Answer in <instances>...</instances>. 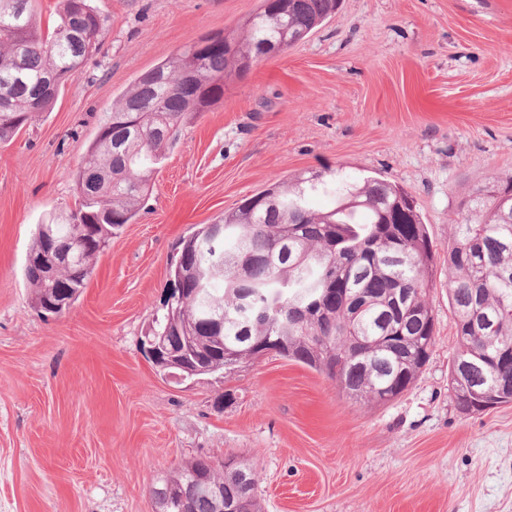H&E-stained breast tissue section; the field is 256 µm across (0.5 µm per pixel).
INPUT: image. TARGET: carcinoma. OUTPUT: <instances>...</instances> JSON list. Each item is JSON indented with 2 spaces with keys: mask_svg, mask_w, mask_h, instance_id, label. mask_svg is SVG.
Masks as SVG:
<instances>
[{
  "mask_svg": "<svg viewBox=\"0 0 512 512\" xmlns=\"http://www.w3.org/2000/svg\"><path fill=\"white\" fill-rule=\"evenodd\" d=\"M36 0H0V142L52 109L68 75L104 35L89 0H62L50 32ZM338 0H263L242 25L208 35L140 75L113 105L75 174V208L38 227L24 275L32 306L46 312L78 299L112 233L131 223L180 128L224 96V83L305 39L335 13ZM194 70L191 85L180 82ZM512 177H494L463 201L448 239V302L459 348L487 381L512 351ZM332 206H315L319 196ZM182 242L170 281L186 292L150 326V337L192 350L193 376L231 370L271 349L336 382L355 402L386 404L428 362L434 319L425 295L436 255L427 225L401 186L336 170L287 179L245 199ZM75 241L53 281L43 277L56 247ZM308 301L322 317L295 320ZM242 467L208 457L187 462L153 487L156 512H215L205 482L224 483L237 512H263Z\"/></svg>",
  "mask_w": 512,
  "mask_h": 512,
  "instance_id": "1",
  "label": "carcinoma"
}]
</instances>
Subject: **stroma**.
<instances>
[{
	"label": "stroma",
	"mask_w": 512,
	"mask_h": 512,
	"mask_svg": "<svg viewBox=\"0 0 512 512\" xmlns=\"http://www.w3.org/2000/svg\"><path fill=\"white\" fill-rule=\"evenodd\" d=\"M93 4L97 51L52 111L0 143V512H154L163 476L229 454L255 469L264 512H512V404L464 414L452 400L458 338L441 263L430 359L384 405L275 353L182 379L141 343L180 241L294 175L340 167L401 185L444 257L461 198L512 176V0H340L184 126L79 298L45 316L26 258L37 225L73 208L104 113L261 0Z\"/></svg>",
	"instance_id": "35a3bbf8"
}]
</instances>
